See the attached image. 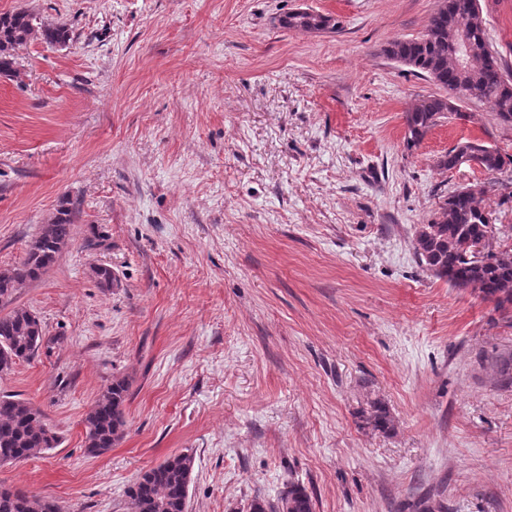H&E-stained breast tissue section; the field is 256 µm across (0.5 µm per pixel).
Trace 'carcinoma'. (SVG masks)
<instances>
[{
  "instance_id": "obj_1",
  "label": "carcinoma",
  "mask_w": 512,
  "mask_h": 512,
  "mask_svg": "<svg viewBox=\"0 0 512 512\" xmlns=\"http://www.w3.org/2000/svg\"><path fill=\"white\" fill-rule=\"evenodd\" d=\"M321 17L290 14L284 25L290 29L318 31ZM470 41L472 53L459 69L454 64L455 36ZM49 45H64L69 29L64 25L37 22L27 10L0 14V74L18 77L13 51L31 39ZM481 7L476 0H439L425 33L417 38L397 40L386 49L398 63L426 75L435 85L448 91V97L428 95L405 114V143L411 149L449 115L471 119L460 111L461 103L492 105L497 120L512 127V76L499 62L498 53L487 47ZM460 152L470 153L478 167L491 174L512 172V155L478 139H460L438 160L444 170L456 168ZM495 184L459 187L439 196L435 216L417 228L415 252L419 261L454 288H470L494 302L503 313L512 311V225L492 224L482 206L484 194ZM73 236L70 209L64 207L42 225L31 241L26 257L14 268L0 273V297L12 300L22 285L39 279L59 259ZM485 242L486 254L472 259V247ZM45 343L41 321L23 307L0 313V377L13 364L34 356ZM130 382L126 378L112 384L95 401L83 424L86 452L92 457L107 453L124 434L125 402ZM368 423L386 432L392 420L386 408L371 406ZM59 437L45 423L40 407L15 395L0 396V464L19 463L38 457L56 447ZM193 457L178 453L140 474L126 492V512H187L192 480ZM250 512H313L311 496L295 481L288 483L277 502L256 496ZM0 512H59L54 501L35 498L20 489L0 487Z\"/></svg>"
}]
</instances>
